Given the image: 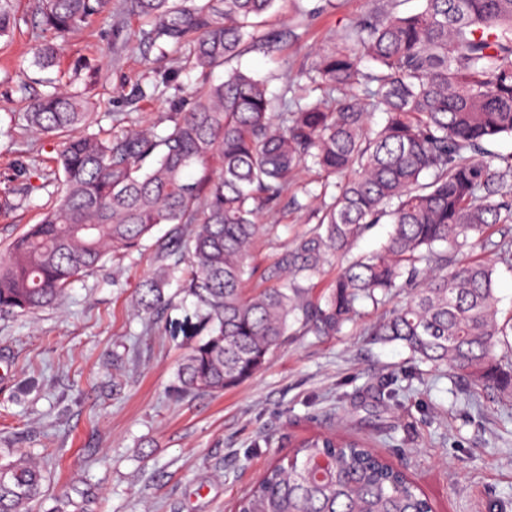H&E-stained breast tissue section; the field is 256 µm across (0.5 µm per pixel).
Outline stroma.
I'll use <instances>...</instances> for the list:
<instances>
[{"label":"stroma","mask_w":512,"mask_h":512,"mask_svg":"<svg viewBox=\"0 0 512 512\" xmlns=\"http://www.w3.org/2000/svg\"><path fill=\"white\" fill-rule=\"evenodd\" d=\"M282 0L265 28L288 36L277 49L246 47L235 68L279 99L288 70L310 65L367 11L371 0ZM37 0H16L19 24L0 40V252L38 223L62 190L60 137L25 120L32 95L83 92L91 131L164 133L167 116L200 84L179 56L149 45L147 25L112 0V14L57 40L54 66L35 64ZM309 9L298 16L297 7ZM171 82H161L160 72ZM255 247L245 292L305 216L282 206ZM154 249L107 257L57 303L35 314L0 312V451L40 459L49 492L67 487L87 512H235L238 498L305 438L366 440L417 481L434 512H512V410L472 403L449 371L414 364L408 350L367 336L383 307L363 302L358 326L337 336H288L250 379L223 394H178L175 376L192 338L191 303L161 316L135 313ZM391 379L396 399L378 393Z\"/></svg>","instance_id":"stroma-1"}]
</instances>
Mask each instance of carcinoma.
<instances>
[{"mask_svg": "<svg viewBox=\"0 0 512 512\" xmlns=\"http://www.w3.org/2000/svg\"><path fill=\"white\" fill-rule=\"evenodd\" d=\"M278 0H127L150 26L152 45L188 48L186 65L204 80L193 106L170 115L163 135L120 138L86 132L81 95L34 98L29 126L66 137L57 157V206L0 255V311L48 308L110 254L143 247L160 224L174 236L154 243L156 268L137 288V305L160 314L173 281L193 298L198 340L182 357L176 392L221 394L251 378L292 333L336 335L356 323L358 305L388 308L371 335L399 343L434 370L448 369L478 397L512 404V352H501L512 318L500 319L496 271L512 270V0H376L310 67L286 76L279 111L265 84L232 69L246 41L274 49L282 36L259 29ZM112 0H38L49 35L39 64L55 62L53 40L111 14ZM17 27L14 0H0V37ZM374 63L364 70L362 59ZM307 81L314 101L288 96ZM383 121H373L375 113ZM305 169L330 196H288ZM290 199L311 227L295 235L264 272L267 286L243 292L252 274L261 214ZM376 224L379 249L352 250ZM493 260L464 255L469 241ZM345 261L328 292L312 279ZM42 466L23 452L0 457V512H32ZM52 512H84L65 490ZM237 512H433L404 470L357 440L317 435L267 469Z\"/></svg>", "mask_w": 512, "mask_h": 512, "instance_id": "obj_1", "label": "carcinoma"}]
</instances>
